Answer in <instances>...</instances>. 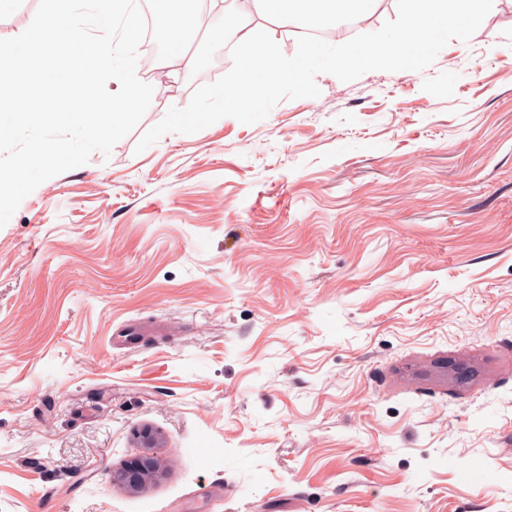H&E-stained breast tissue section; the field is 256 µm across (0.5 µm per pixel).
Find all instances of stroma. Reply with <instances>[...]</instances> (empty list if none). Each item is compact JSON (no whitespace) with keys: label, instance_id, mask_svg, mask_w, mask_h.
<instances>
[{"label":"stroma","instance_id":"stroma-1","mask_svg":"<svg viewBox=\"0 0 512 512\" xmlns=\"http://www.w3.org/2000/svg\"><path fill=\"white\" fill-rule=\"evenodd\" d=\"M196 51L0 228V512H512V5L136 152ZM139 448L143 451L125 467L113 471L112 480L118 482L131 490H137L160 469V461L152 451L159 447L160 439L152 430H143L139 435Z\"/></svg>","mask_w":512,"mask_h":512}]
</instances>
